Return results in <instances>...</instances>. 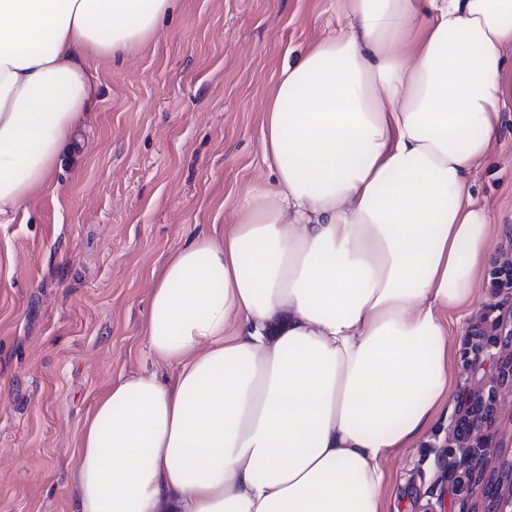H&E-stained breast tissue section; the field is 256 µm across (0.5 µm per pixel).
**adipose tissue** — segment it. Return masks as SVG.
<instances>
[{"label":"adipose tissue","mask_w":512,"mask_h":512,"mask_svg":"<svg viewBox=\"0 0 512 512\" xmlns=\"http://www.w3.org/2000/svg\"><path fill=\"white\" fill-rule=\"evenodd\" d=\"M179 0H0V217L47 186L98 94L90 58ZM261 122L275 184L154 271L134 376L78 439L74 512H387L386 459L448 398V315L493 217L469 176L512 106V0H342Z\"/></svg>","instance_id":"ef3b65f1"}]
</instances>
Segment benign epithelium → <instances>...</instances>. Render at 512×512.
Listing matches in <instances>:
<instances>
[{
    "instance_id": "obj_1",
    "label": "benign epithelium",
    "mask_w": 512,
    "mask_h": 512,
    "mask_svg": "<svg viewBox=\"0 0 512 512\" xmlns=\"http://www.w3.org/2000/svg\"><path fill=\"white\" fill-rule=\"evenodd\" d=\"M491 285L497 291H512V248L495 259L489 271ZM492 338L479 333L469 338L468 345L474 357L466 366L476 371L482 353L490 347L498 352L490 358L499 362L500 368L512 377V304L499 307V314L491 321ZM499 395L495 388H486L479 380L459 407L457 419L448 432L445 448L448 452V478L456 494L465 498H478L484 504L483 512H512V457H501V449L492 445L485 434L488 424L495 419ZM499 457L489 474L474 475L471 463Z\"/></svg>"
}]
</instances>
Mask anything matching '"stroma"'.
Returning <instances> with one entry per match:
<instances>
[{"mask_svg": "<svg viewBox=\"0 0 512 512\" xmlns=\"http://www.w3.org/2000/svg\"><path fill=\"white\" fill-rule=\"evenodd\" d=\"M343 21L340 0H180L162 38L88 60L99 93L50 185L0 222V512H73L70 470L97 398L129 376L174 377L141 332L152 273L274 184L260 149L268 96L288 52ZM471 183L499 226L491 261L512 230V111ZM506 299L485 274L456 312L448 400L428 441L386 463L388 512H469L442 445L471 378L468 338Z\"/></svg>", "mask_w": 512, "mask_h": 512, "instance_id": "obj_1", "label": "stroma"}]
</instances>
